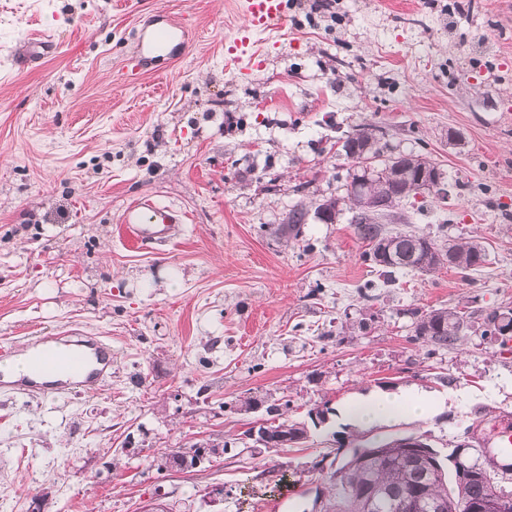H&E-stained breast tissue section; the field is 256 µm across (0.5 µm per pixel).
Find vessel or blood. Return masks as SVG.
I'll return each mask as SVG.
<instances>
[{
	"instance_id": "b4317fda",
	"label": "vessel or blood",
	"mask_w": 512,
	"mask_h": 512,
	"mask_svg": "<svg viewBox=\"0 0 512 512\" xmlns=\"http://www.w3.org/2000/svg\"><path fill=\"white\" fill-rule=\"evenodd\" d=\"M244 25L240 33L224 45L225 63L236 66L255 58L253 38L281 26L288 19L284 0H243ZM188 31L183 22L164 16L140 29L135 53L139 62L148 65L158 59L178 60L188 45ZM131 234L141 244L170 242L181 214L150 200L129 205L122 214ZM29 363L34 371L68 372L64 381L15 384L0 379V389L25 391L53 399L77 391H94L112 369V344L103 337L82 332L48 333L37 337ZM492 453L501 467L512 466V413L503 412L495 433Z\"/></svg>"
}]
</instances>
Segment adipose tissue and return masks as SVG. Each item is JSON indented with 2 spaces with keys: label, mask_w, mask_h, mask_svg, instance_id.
Returning <instances> with one entry per match:
<instances>
[{
  "label": "adipose tissue",
  "mask_w": 512,
  "mask_h": 512,
  "mask_svg": "<svg viewBox=\"0 0 512 512\" xmlns=\"http://www.w3.org/2000/svg\"><path fill=\"white\" fill-rule=\"evenodd\" d=\"M445 403V397L403 389L354 396L343 404L341 413L359 426L370 427L397 419L423 421L443 411Z\"/></svg>",
  "instance_id": "ef3b65f1"
}]
</instances>
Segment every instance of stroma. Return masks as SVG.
<instances>
[{"label": "stroma", "mask_w": 512, "mask_h": 512, "mask_svg": "<svg viewBox=\"0 0 512 512\" xmlns=\"http://www.w3.org/2000/svg\"><path fill=\"white\" fill-rule=\"evenodd\" d=\"M167 14L193 30L185 55L135 71L136 28ZM243 24L238 0H0V351L81 329L113 356L93 392H0V512H312L314 464L338 444L427 433L444 457L512 411V335L482 334L512 309V0H288L246 72L224 62ZM40 32L56 54L17 69ZM361 127L447 177L446 198L404 202V229L477 239L482 267L388 282L349 214L319 219ZM143 197L185 214L175 243L126 239ZM455 307L461 340L411 342L415 312ZM409 387L444 411L366 428L335 413ZM249 396L326 421L285 448L162 467L165 449L265 418Z\"/></svg>", "instance_id": "obj_1"}]
</instances>
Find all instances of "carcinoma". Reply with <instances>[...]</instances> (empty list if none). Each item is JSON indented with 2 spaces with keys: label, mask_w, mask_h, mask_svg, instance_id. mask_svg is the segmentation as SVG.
<instances>
[{
  "label": "carcinoma",
  "mask_w": 512,
  "mask_h": 512,
  "mask_svg": "<svg viewBox=\"0 0 512 512\" xmlns=\"http://www.w3.org/2000/svg\"><path fill=\"white\" fill-rule=\"evenodd\" d=\"M371 129L362 127L354 129L342 136L345 156L350 157L362 152L368 143L367 133ZM425 159V156L414 153H399L390 155L384 164H396L410 169L414 164ZM382 217L369 214L361 209L354 210L351 224L359 239L369 246L365 252V259L379 270L381 275L389 278L395 272H416L429 274L441 266L439 247L434 241L424 235L413 231L391 232L381 224ZM387 240L394 244L395 258L391 261H380L374 251V244ZM451 248L454 254L452 268L459 270H475L486 261L485 250L475 239H460ZM412 323L413 340L428 348L429 352L444 350L458 342L469 329L470 316L464 312L452 311L446 308L435 309L426 313H414ZM512 325V310L507 312L492 311L484 318V334L499 336L504 332V321ZM289 403H273L266 409L269 418L258 427H249L233 439V443L243 447L256 444L253 432L263 429L271 430L273 436H286L304 439L307 437L305 425L290 422L283 418L282 409ZM395 440L391 439L379 444L385 449L386 458L375 464L372 469L365 471L349 466V460L343 458L339 461L331 460L330 472L327 473V501L331 508L342 505L340 512H357V507L344 500L347 487H363L371 482L381 489L377 499L375 512H396V507L409 492L416 490L421 493L424 503L431 506L437 502L448 500V494L456 491L455 487L448 486L445 465L441 459L436 464H423L417 459L405 456L402 449L393 447ZM228 442L223 443H195L188 448H180L165 458L164 464H178L192 467L201 459V454L219 456L227 451ZM495 478L488 475L478 476L467 483L463 490V499L470 503H479L485 500L492 488Z\"/></svg>",
  "instance_id": "obj_1"
}]
</instances>
